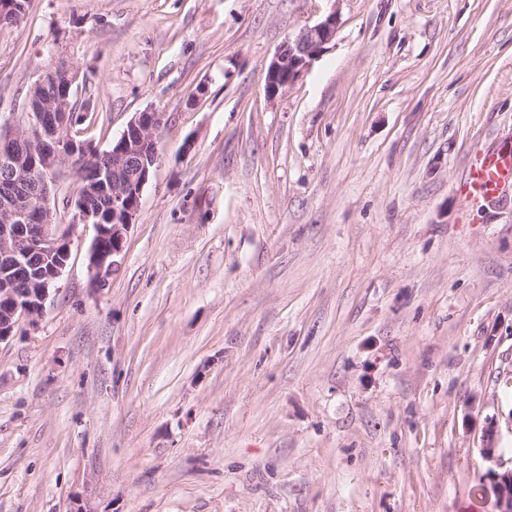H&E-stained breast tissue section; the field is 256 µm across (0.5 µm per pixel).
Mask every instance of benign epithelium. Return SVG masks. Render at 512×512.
<instances>
[{
    "label": "benign epithelium",
    "mask_w": 512,
    "mask_h": 512,
    "mask_svg": "<svg viewBox=\"0 0 512 512\" xmlns=\"http://www.w3.org/2000/svg\"><path fill=\"white\" fill-rule=\"evenodd\" d=\"M339 16L330 12L284 42L265 70V88L273 98L292 84L336 35ZM78 73L64 66L47 71L36 87L44 90L51 112L25 113L22 123L0 128V141L26 145L17 157L0 153V261L10 276L0 289V343L13 335L19 323L35 330L50 290L69 258V234L57 224L56 185L63 167L77 170L92 163L88 181H79L66 208L72 222L95 228L88 267L102 281L112 273L122 253L126 232L139 210L151 169L158 160L157 132L164 124L161 112H138L127 123L112 148L99 150L81 139L78 129L87 114L70 111V97ZM497 424L489 421L480 448L488 464L487 477L498 512H512V466L495 444Z\"/></svg>",
    "instance_id": "obj_1"
}]
</instances>
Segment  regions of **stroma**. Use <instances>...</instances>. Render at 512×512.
I'll return each mask as SVG.
<instances>
[{"label": "stroma", "instance_id": "stroma-1", "mask_svg": "<svg viewBox=\"0 0 512 512\" xmlns=\"http://www.w3.org/2000/svg\"><path fill=\"white\" fill-rule=\"evenodd\" d=\"M275 98L264 68L330 11ZM102 150L164 113L117 265L0 343V512H496L512 456V0H30L0 124L58 60ZM338 24V13L333 10L313 26L302 28L280 46L265 70V88L269 98H274L292 84L323 52L336 35ZM512 184V162L499 150L476 155L461 187L465 198L485 199L495 196L502 186ZM496 422L489 421L485 429L483 445L479 449L482 460L488 464L486 476L490 479L491 490L496 498L498 512L512 511V457L504 459L502 448L495 444ZM510 463V467L507 464Z\"/></svg>", "mask_w": 512, "mask_h": 512}]
</instances>
